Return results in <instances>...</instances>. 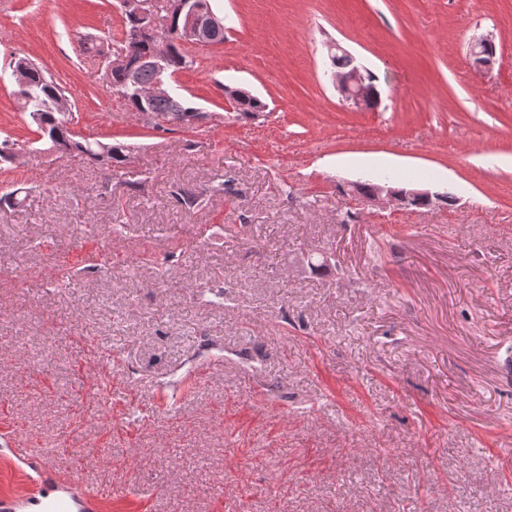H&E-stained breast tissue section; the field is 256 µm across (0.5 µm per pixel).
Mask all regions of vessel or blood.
Instances as JSON below:
<instances>
[{"mask_svg": "<svg viewBox=\"0 0 512 512\" xmlns=\"http://www.w3.org/2000/svg\"><path fill=\"white\" fill-rule=\"evenodd\" d=\"M26 468L23 490L0 495V512H101L105 500L87 473L60 475L52 460L24 443L11 450Z\"/></svg>", "mask_w": 512, "mask_h": 512, "instance_id": "b4317fda", "label": "vessel or blood"}]
</instances>
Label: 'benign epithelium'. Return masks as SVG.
I'll list each match as a JSON object with an SVG mask.
<instances>
[{
	"instance_id": "1",
	"label": "benign epithelium",
	"mask_w": 512,
	"mask_h": 512,
	"mask_svg": "<svg viewBox=\"0 0 512 512\" xmlns=\"http://www.w3.org/2000/svg\"><path fill=\"white\" fill-rule=\"evenodd\" d=\"M123 13L132 21L126 31V40L136 42L152 34L156 17L164 13L182 21L178 32V42L184 46L210 43L212 36L224 29L223 20L211 9L203 6L202 0H120ZM166 45L158 44L152 55V67L156 73L154 82L144 93L146 98L166 97L169 93L170 78L163 61ZM135 60L123 51H117L108 60L106 69H121L126 72L128 80L137 83V66ZM368 70L356 64L349 72L334 71L331 74L333 84L341 100L357 109L367 107L369 90L365 84ZM349 192L367 207H397L410 209L423 204L433 209L441 204L454 202L449 192L432 193L419 188H396L389 182H374L366 185L362 182L349 184Z\"/></svg>"
}]
</instances>
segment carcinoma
<instances>
[{"label": "carcinoma", "instance_id": "cac0c4a2", "mask_svg": "<svg viewBox=\"0 0 512 512\" xmlns=\"http://www.w3.org/2000/svg\"><path fill=\"white\" fill-rule=\"evenodd\" d=\"M104 76L127 111L136 115L147 109L161 117V122L152 124L154 128H161L165 123L185 126L189 122V116L198 111V108L176 95L155 99L146 105L141 102L134 89L125 84L121 73L106 71ZM64 91L65 88L53 76L34 63L30 68L27 85L17 90L16 94L25 98L26 111L36 125V132L48 139L52 147L64 144L72 147L74 153L85 157L104 173L103 186L106 187L112 180L114 164L126 160V147L71 131L72 114H61L54 107L57 95ZM222 193L224 185L220 184L197 193L179 191L175 193V198L189 208H197L207 204L210 197Z\"/></svg>", "mask_w": 512, "mask_h": 512}]
</instances>
